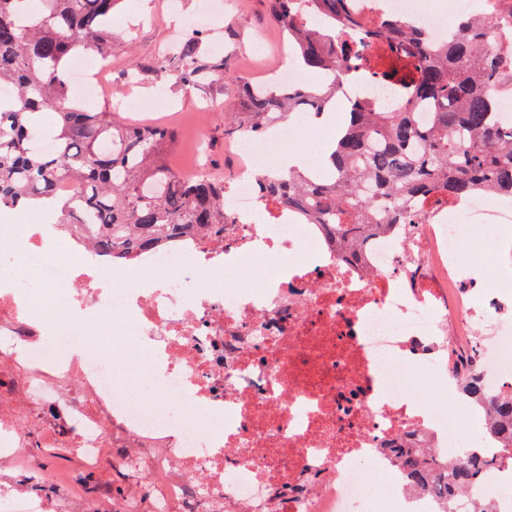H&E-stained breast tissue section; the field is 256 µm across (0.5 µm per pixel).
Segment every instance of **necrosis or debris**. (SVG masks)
I'll return each instance as SVG.
<instances>
[{
  "label": "necrosis or debris",
  "mask_w": 512,
  "mask_h": 512,
  "mask_svg": "<svg viewBox=\"0 0 512 512\" xmlns=\"http://www.w3.org/2000/svg\"><path fill=\"white\" fill-rule=\"evenodd\" d=\"M363 15L415 24L440 44L455 23L421 0H360ZM349 101L391 108L394 82L345 83ZM335 131L297 112L235 138L239 166L223 233L115 262L56 224L17 234L0 207V246L29 291L0 280V512H437L440 494L393 472L398 448L456 455L452 424L484 416L461 400L456 420L413 383L457 396L478 369L492 393L512 389V281L491 273L484 231L512 224V201L479 191L427 201L415 224L391 225L356 256L322 224L262 199L253 162ZM498 326L493 340L479 324ZM65 337L55 349L46 336ZM144 354L153 401L116 383L93 339ZM74 459L65 484L34 488L35 451ZM477 458L479 481L457 512L492 501L512 512V461L499 443ZM128 489L113 498L105 475Z\"/></svg>",
  "instance_id": "1"
}]
</instances>
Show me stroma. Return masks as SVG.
Returning a JSON list of instances; mask_svg holds the SVG:
<instances>
[{
    "mask_svg": "<svg viewBox=\"0 0 512 512\" xmlns=\"http://www.w3.org/2000/svg\"><path fill=\"white\" fill-rule=\"evenodd\" d=\"M202 0H121L112 13L109 70L104 77L103 98L127 105L124 117L132 124L174 129L177 141L167 154L177 172L191 168L204 156L211 176L232 180L238 162L232 141L224 134V112L238 94L237 76L258 81L284 60L282 38L269 13L268 0H231L233 20L219 36H205L208 53L226 61L227 78L185 86L175 76L155 80L143 75L130 78L133 66L153 65L171 43V30L181 18L199 13ZM264 35L267 50L255 56L249 46Z\"/></svg>",
    "mask_w": 512,
    "mask_h": 512,
    "instance_id": "obj_1",
    "label": "stroma"
}]
</instances>
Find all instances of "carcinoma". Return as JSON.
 I'll list each match as a JSON object with an SVG mask.
<instances>
[{"mask_svg": "<svg viewBox=\"0 0 512 512\" xmlns=\"http://www.w3.org/2000/svg\"><path fill=\"white\" fill-rule=\"evenodd\" d=\"M26 2L0 0V83H13L18 93L15 108L0 111V206L46 201L68 233L85 235L114 261L227 223L224 184L187 178L167 164L172 130L128 125L108 104L88 109L69 95V59L109 52L118 0H44L38 15ZM270 8L295 43L299 66L329 80L272 92L238 77L242 94L224 113L225 135L258 136L304 109L318 117L357 70L410 80L393 112L352 105L323 171L258 172L262 197L306 210L349 251L368 231L414 223L416 205L434 196L460 202L485 189L512 199V123L494 119V91L512 87V60L489 43L492 29L512 31V12L465 19L457 39L435 45L410 24L362 19L351 0H270ZM309 12L322 27L307 23ZM367 40L403 53L406 64L378 65L363 52ZM202 45L192 34L153 69L173 71L185 85L221 76L224 59ZM61 181L72 185L71 194L58 193ZM463 391L490 411L481 439L502 442L512 460V392L489 396L476 376ZM394 466L419 492L438 486L448 496L440 512H455V494L480 478L469 448L446 465L424 448H403Z\"/></svg>", "mask_w": 512, "mask_h": 512, "instance_id": "carcinoma-1", "label": "carcinoma"}]
</instances>
